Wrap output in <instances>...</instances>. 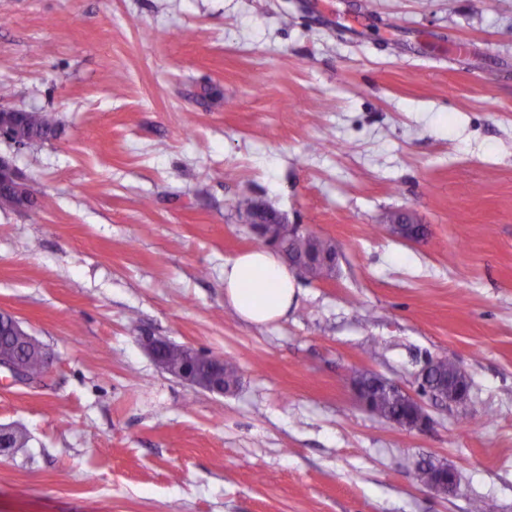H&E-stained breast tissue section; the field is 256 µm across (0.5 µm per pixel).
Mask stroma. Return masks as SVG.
<instances>
[{
    "instance_id": "35a3bbf8",
    "label": "stroma",
    "mask_w": 512,
    "mask_h": 512,
    "mask_svg": "<svg viewBox=\"0 0 512 512\" xmlns=\"http://www.w3.org/2000/svg\"><path fill=\"white\" fill-rule=\"evenodd\" d=\"M0 108L59 119L0 141L51 202L0 207V310L55 357L0 373L28 437L0 451V512H512V0H0ZM242 201L337 247L274 324L224 300L257 246ZM146 333L239 387L165 373ZM429 357L471 388L425 433L346 382L412 392ZM57 124L54 112L43 110L19 112L18 127L20 135L24 139L22 146L47 140L56 132ZM143 342L160 368L174 378L203 390L221 395H223L224 392L234 389L233 386L225 387L224 370L226 371L228 382L236 380L237 371L233 365L228 363L224 365V358L211 356L195 348L186 346L187 355L184 359L183 346L174 344L166 353L167 361L170 363H180L184 360L179 366L175 367L161 358L162 352L164 348L169 345V342L154 336H143ZM209 363L211 364V368L206 375H201L197 372V368L201 364ZM432 474L433 479L422 485L426 490L443 496H452L457 492L458 480L453 468H436Z\"/></svg>"
}]
</instances>
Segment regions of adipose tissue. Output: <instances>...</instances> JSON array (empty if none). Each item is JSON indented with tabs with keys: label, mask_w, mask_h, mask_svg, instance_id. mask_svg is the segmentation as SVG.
Listing matches in <instances>:
<instances>
[{
	"label": "adipose tissue",
	"mask_w": 512,
	"mask_h": 512,
	"mask_svg": "<svg viewBox=\"0 0 512 512\" xmlns=\"http://www.w3.org/2000/svg\"><path fill=\"white\" fill-rule=\"evenodd\" d=\"M296 293L292 269L274 250H250L224 265V297L248 323L267 325L286 318Z\"/></svg>",
	"instance_id": "1"
}]
</instances>
